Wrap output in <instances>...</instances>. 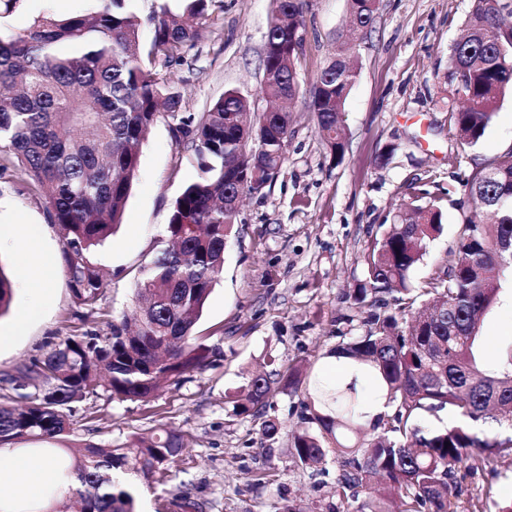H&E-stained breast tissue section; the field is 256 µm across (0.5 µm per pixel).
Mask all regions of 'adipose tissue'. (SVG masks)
Here are the masks:
<instances>
[{
    "label": "adipose tissue",
    "mask_w": 512,
    "mask_h": 512,
    "mask_svg": "<svg viewBox=\"0 0 512 512\" xmlns=\"http://www.w3.org/2000/svg\"><path fill=\"white\" fill-rule=\"evenodd\" d=\"M324 374L332 382L352 383L368 393V419L386 412L384 398L370 392L371 378L350 360L328 357ZM64 488L61 467L51 457L35 449L0 448V512H30L32 506L49 504Z\"/></svg>",
    "instance_id": "ef3b65f1"
}]
</instances>
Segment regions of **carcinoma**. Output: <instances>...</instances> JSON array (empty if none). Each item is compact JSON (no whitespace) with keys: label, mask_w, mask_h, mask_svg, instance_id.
<instances>
[{"label":"carcinoma","mask_w":512,"mask_h":512,"mask_svg":"<svg viewBox=\"0 0 512 512\" xmlns=\"http://www.w3.org/2000/svg\"><path fill=\"white\" fill-rule=\"evenodd\" d=\"M87 14H42L19 35H0V171L15 168L44 198L60 231L65 272L78 303L96 309L104 288L95 263L99 247L122 223L140 146L157 117L173 136L192 144L197 177L174 201L168 224L172 245L137 270L142 302L133 320L105 332L71 336L24 366L13 390L27 405L0 401V443L18 437L53 440L69 433L73 404L101 393L145 401L167 382L201 369L209 348L193 329L224 268L237 224L232 202L253 185L271 184L287 160L288 111L299 95L296 67L304 37V0H272L265 33L262 109L235 90L200 113L182 111L183 95L157 65L181 64L205 22L224 0H177L143 16L140 0H93ZM355 28L370 32L378 0H347ZM512 0H474L466 33L451 50L449 78L464 106L450 122L474 146L484 136L500 97L512 91ZM153 36L141 38L144 25ZM357 76L338 44L309 90L308 107L333 158L344 155V108ZM475 202L448 264L421 282L413 272L428 242L442 229L439 206L407 204L362 255L366 275L352 299L368 308L359 336L329 354L367 368L391 411L366 429L354 386L315 381L308 389L304 427L291 434L294 461L311 468L333 454L340 461L336 497L366 492L356 512H454L450 496L458 468L476 470L496 455H512V353L494 368L483 363L490 344L483 316L512 268V152L461 179ZM12 282L0 268V316L10 306ZM252 378L236 416L260 421L262 439L276 440L281 424L268 416L277 390L295 393L299 368L284 374L276 360ZM449 410L461 421L428 429L427 413ZM184 447L161 429L112 445L88 441L64 461L71 476L62 501L44 512H136L132 480L166 474Z\"/></svg>","instance_id":"1"}]
</instances>
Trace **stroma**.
I'll use <instances>...</instances> for the list:
<instances>
[{"label": "stroma", "instance_id": "35a3bbf8", "mask_svg": "<svg viewBox=\"0 0 512 512\" xmlns=\"http://www.w3.org/2000/svg\"><path fill=\"white\" fill-rule=\"evenodd\" d=\"M473 0H380L373 31L357 41V77L345 104L346 152L331 160L305 100L292 106L288 159L270 187L244 198L236 234L224 255V270L195 326L199 341L213 349L211 363L167 386L155 400L118 401L107 396L77 403L71 431L58 448L80 443H121L157 427L180 433L181 454L171 463L170 481H139L140 512H182L179 489L201 503L203 512H335L339 466L328 460L321 473L297 465L288 433L301 424L305 393H279L269 414L283 428L261 446L258 424L237 417L241 395L267 356L280 369L297 365L303 377L318 376L338 337L364 329L363 310L350 291L365 278L362 255L407 197L414 182L431 194L451 192L441 233L430 242L414 272L423 280L446 265L458 228L475 208L458 176L491 166L512 151V92L499 100L478 144H463L449 121L461 104L448 82L449 58L463 32ZM91 0H21L0 16V30L16 35L44 13L87 12ZM273 17L271 0H224L198 44L191 65L164 74L180 88L187 112H201L229 89L260 104L264 33ZM304 50L297 64L302 87L316 82L337 31L347 25L346 0H305ZM386 164H378L382 151ZM193 151L175 141L171 121L159 116L141 147L140 164L119 230L96 255L105 287L95 310L80 306L65 273H57L49 303L29 295L20 263L32 245L63 257V242L50 224L44 199L16 170L0 172V268L12 282L9 310L0 325L27 315L23 335L0 347L4 378L43 358L63 339L131 313L136 270L168 244L172 205L195 178ZM502 285L507 296L484 320L494 343L485 360L496 364L512 346V273ZM512 500V460L492 458L485 468L458 469L454 512H495Z\"/></svg>", "mask_w": 512, "mask_h": 512}]
</instances>
